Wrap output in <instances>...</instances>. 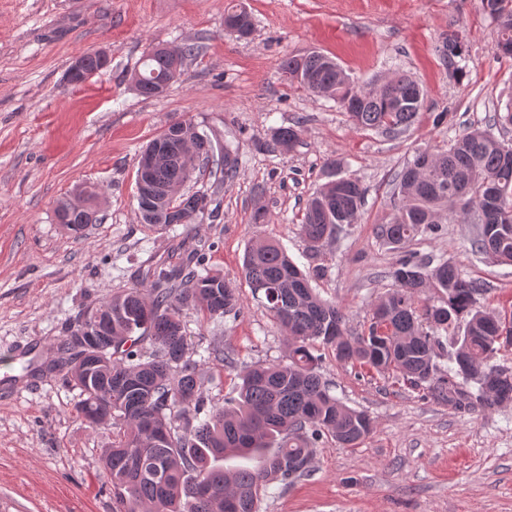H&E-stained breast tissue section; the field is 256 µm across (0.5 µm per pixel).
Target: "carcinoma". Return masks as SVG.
<instances>
[{
	"instance_id": "1",
	"label": "carcinoma",
	"mask_w": 512,
	"mask_h": 512,
	"mask_svg": "<svg viewBox=\"0 0 512 512\" xmlns=\"http://www.w3.org/2000/svg\"><path fill=\"white\" fill-rule=\"evenodd\" d=\"M495 23L500 57L512 58V0H480ZM239 24L238 37L252 33L249 13L225 15ZM464 35L450 30L439 57L454 73H463ZM195 47L173 56L149 50L137 70V92L158 97L181 73ZM288 79L310 93H328L359 128L390 137L406 133L424 107V91L405 72L381 86L358 85L330 57L312 51L281 63ZM298 125L274 131L268 148L291 151L300 142ZM205 171L218 182L234 177L240 160L208 135L196 143ZM328 181L308 199L301 235L316 257L344 224L357 223L366 188L336 164ZM183 161L159 165L161 185L184 181ZM397 195L391 212L376 225V235L398 248L415 236L433 232L452 218L476 225L470 252L512 265V144L488 130L472 127L450 140L444 151L419 149L395 176ZM95 188L83 187L61 199L55 214L78 234L98 222ZM212 199L202 190L184 196L180 211L152 197L140 209L141 221L169 231L211 213ZM395 286L376 304L364 331L349 335L344 314L321 299L309 276L279 246L268 241L248 246L242 278L254 298L288 336V362L257 364L241 376L238 396L206 406L188 358L191 345L183 314L193 310L222 320L236 314V285L206 267V249L183 254L180 264L148 265L151 287L124 288L89 308L98 320L81 315L78 325L57 347L49 369L66 372L80 390L77 414L85 423L116 429L102 464L112 490L113 512H258L261 493L272 482L290 484L309 473L314 448L325 434L356 446L372 429L371 418L332 396L318 374L313 345L331 348L336 358L395 379L454 408L491 409L512 403V368L492 363L512 350V309L481 306L487 285L467 278L448 260L410 255L391 273ZM443 293L440 305L417 310L419 293ZM451 333L445 344L436 332ZM151 347H144V342ZM448 357V366L440 359ZM228 453L258 455L259 465L230 474L219 462Z\"/></svg>"
}]
</instances>
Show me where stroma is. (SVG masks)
I'll return each mask as SVG.
<instances>
[{
	"mask_svg": "<svg viewBox=\"0 0 512 512\" xmlns=\"http://www.w3.org/2000/svg\"><path fill=\"white\" fill-rule=\"evenodd\" d=\"M239 7L254 23L246 38L224 30ZM452 29L466 35L460 75L437 52ZM496 38L480 0H0V512H112L101 461L111 433L75 417L78 392L57 374L25 377L19 350L56 346L86 307L138 285L150 255L175 260L207 244L210 267L239 288L238 318L183 317L212 403L234 396L244 367L285 361L286 335L254 300L242 260L255 240L272 239L308 268L298 226L333 162L367 193L358 222L323 246L315 287L361 333L402 253L374 231L391 211L396 173L417 149L487 126L512 101V59L496 55ZM186 45L196 52L167 91L139 95L130 75L143 55ZM99 49L109 67L69 85L71 63ZM312 50L360 84L407 72L426 92L422 112L396 138L357 129L334 98L282 73L283 59ZM176 120L229 145L241 165L231 181L198 180L215 216L165 233L139 221L136 170L143 147ZM295 124L303 132L292 151L262 150L272 128ZM89 185L101 221L78 236L55 208ZM258 208L265 223L252 221ZM474 231L452 221L405 250L487 283L486 307L512 303V266L471 255ZM210 346L234 365L202 359ZM318 372L373 431L354 448L324 436L308 476L270 484L259 512H512V404L457 410L327 349Z\"/></svg>",
	"mask_w": 512,
	"mask_h": 512,
	"instance_id": "stroma-1",
	"label": "stroma"
}]
</instances>
